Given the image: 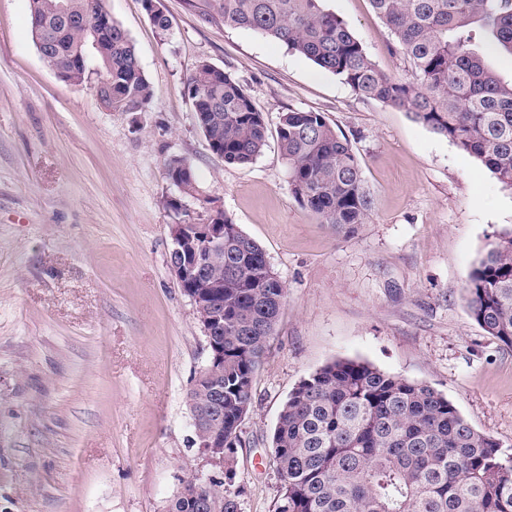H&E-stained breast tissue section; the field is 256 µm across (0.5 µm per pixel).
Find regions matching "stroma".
Here are the masks:
<instances>
[{
  "instance_id": "obj_1",
  "label": "stroma",
  "mask_w": 512,
  "mask_h": 512,
  "mask_svg": "<svg viewBox=\"0 0 512 512\" xmlns=\"http://www.w3.org/2000/svg\"><path fill=\"white\" fill-rule=\"evenodd\" d=\"M107 4L151 83L146 111H107L89 85L61 81L33 41L29 0H0V512H167L202 464L187 393L208 350L168 263L173 156L287 288L241 424L242 512H275L282 405L337 359L432 386L512 454V348L464 300L473 264L512 225V190L283 44L208 23L187 0H163L166 39L144 0ZM324 7L401 74L369 0ZM202 61L266 118L252 163L225 164L195 123L187 78ZM291 109L323 113L350 141L374 199L368 223L340 234L294 199L275 133Z\"/></svg>"
}]
</instances>
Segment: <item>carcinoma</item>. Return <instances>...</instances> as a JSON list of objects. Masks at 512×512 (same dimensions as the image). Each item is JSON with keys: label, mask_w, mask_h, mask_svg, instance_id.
Wrapping results in <instances>:
<instances>
[{"label": "carcinoma", "mask_w": 512, "mask_h": 512, "mask_svg": "<svg viewBox=\"0 0 512 512\" xmlns=\"http://www.w3.org/2000/svg\"><path fill=\"white\" fill-rule=\"evenodd\" d=\"M41 21L39 37L52 42L43 57L70 83L93 84L100 100L142 112L151 85L136 48L117 23L105 30L63 31L59 3L92 21L106 0H29ZM386 24L395 51L407 62L387 75L363 43L324 0H188L207 22L244 29L338 76L360 98L411 112L435 134L479 160L512 190V78L492 70V54L512 56V0H370ZM197 127L213 153L229 165L253 162L268 127L239 81L200 62L188 78ZM277 138L293 197L323 224H365L373 197L352 146L321 112L281 114ZM169 182L181 198L199 193L192 165L167 160ZM224 245L199 248L210 275L224 278V325L216 334L224 365L196 381L187 398L203 431H224L227 453L240 443L243 411L252 407L253 379L286 297V286L261 246L225 213ZM470 317L512 347V226L471 268L465 286ZM274 463L283 478L276 512H512V454L475 429L459 409L429 385L389 374L370 363L334 360L302 379L279 413L272 436ZM224 484L179 496L168 512H241L240 492Z\"/></svg>", "instance_id": "cac0c4a2"}]
</instances>
